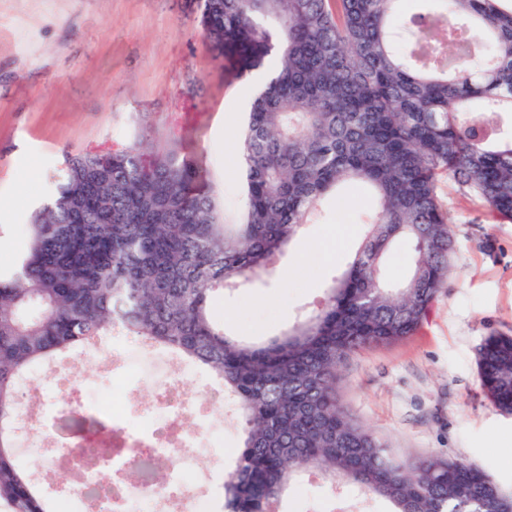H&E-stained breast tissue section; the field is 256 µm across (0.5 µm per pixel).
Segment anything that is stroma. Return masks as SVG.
Listing matches in <instances>:
<instances>
[{
	"label": "stroma",
	"mask_w": 512,
	"mask_h": 512,
	"mask_svg": "<svg viewBox=\"0 0 512 512\" xmlns=\"http://www.w3.org/2000/svg\"><path fill=\"white\" fill-rule=\"evenodd\" d=\"M251 81L214 57L201 33L196 0H0V266L24 243L30 212L55 189L65 154L146 134L156 147L178 145L202 166L199 189L215 190L224 220L238 222L242 173L238 129ZM453 241L451 278L422 329L390 345L351 354L336 377V399L355 422L406 458L457 456L512 495V416L485 397L477 348L492 332L512 335V221L493 218L448 178L439 184ZM358 190L330 196L320 223L308 225L277 262L278 273L240 282L216 298L228 334L267 339L308 313L352 260L366 230ZM335 235L324 261L309 240ZM160 347L103 338L57 365L91 405L120 390L128 415L153 405L156 382L134 366L162 357ZM212 436L194 477L222 484L242 446L244 423L232 398L208 410ZM56 496L79 499L78 483L56 453L19 449ZM279 512H391L390 505L343 483L305 473Z\"/></svg>",
	"instance_id": "stroma-1"
}]
</instances>
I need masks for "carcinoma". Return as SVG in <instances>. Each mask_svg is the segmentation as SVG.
<instances>
[{"instance_id":"carcinoma-1","label":"carcinoma","mask_w":512,"mask_h":512,"mask_svg":"<svg viewBox=\"0 0 512 512\" xmlns=\"http://www.w3.org/2000/svg\"><path fill=\"white\" fill-rule=\"evenodd\" d=\"M198 0L213 49L240 75L265 67L239 134L244 208L224 222L194 189L195 160L140 134L68 154L55 192L0 269V505L67 512L16 460L17 390L63 352L130 337L200 364L235 397L242 451L221 486L224 512H273L313 472L386 500L392 512H508L479 468L393 454L336 401V372L360 350L417 332L447 287L452 179L512 220V6L505 0ZM364 188L367 231L308 316L245 342L215 317L219 290L275 270L324 198ZM414 245L410 275H382L391 246ZM485 396L512 416V336L478 348Z\"/></svg>"}]
</instances>
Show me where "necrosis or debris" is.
Returning <instances> with one entry per match:
<instances>
[{"label": "necrosis or debris", "instance_id": "necrosis-or-debris-1", "mask_svg": "<svg viewBox=\"0 0 512 512\" xmlns=\"http://www.w3.org/2000/svg\"><path fill=\"white\" fill-rule=\"evenodd\" d=\"M151 372L163 380L155 397L157 417L152 424L129 425L112 391L98 397L96 408L111 418V436L119 446L111 456L84 465L83 490L86 496L111 506L112 512H214L208 495L193 492L185 480L196 468L197 442L206 434V425L197 418L195 401L177 384L165 381V364H153ZM36 393L43 404L40 412L27 414L30 434L55 441L54 422L59 415L71 414L72 408L55 391L40 387ZM164 454L169 457L170 470L164 494L156 498L150 494L154 486L152 467ZM133 467L139 469L140 478L129 490L123 478Z\"/></svg>", "mask_w": 512, "mask_h": 512}]
</instances>
